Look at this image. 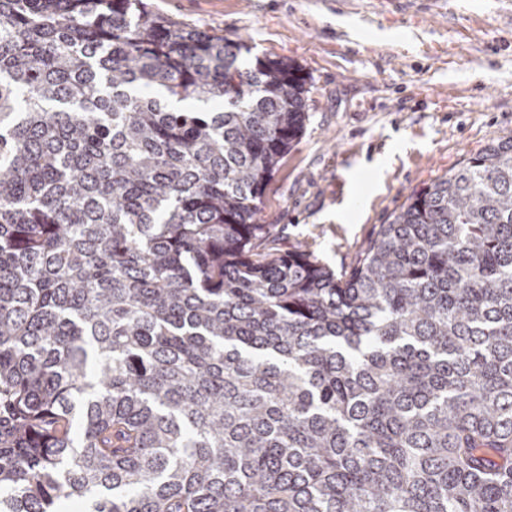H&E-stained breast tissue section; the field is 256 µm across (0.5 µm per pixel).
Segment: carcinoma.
I'll return each mask as SVG.
<instances>
[{
  "mask_svg": "<svg viewBox=\"0 0 512 512\" xmlns=\"http://www.w3.org/2000/svg\"><path fill=\"white\" fill-rule=\"evenodd\" d=\"M246 52L0 0V512H512V139L260 253L308 88Z\"/></svg>",
  "mask_w": 512,
  "mask_h": 512,
  "instance_id": "carcinoma-1",
  "label": "carcinoma"
}]
</instances>
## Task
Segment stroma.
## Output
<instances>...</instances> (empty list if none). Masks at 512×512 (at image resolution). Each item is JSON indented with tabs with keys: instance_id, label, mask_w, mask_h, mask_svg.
I'll return each mask as SVG.
<instances>
[{
	"instance_id": "35a3bbf8",
	"label": "stroma",
	"mask_w": 512,
	"mask_h": 512,
	"mask_svg": "<svg viewBox=\"0 0 512 512\" xmlns=\"http://www.w3.org/2000/svg\"><path fill=\"white\" fill-rule=\"evenodd\" d=\"M309 77L308 120L268 183V247L348 270L407 196L512 138V0H143Z\"/></svg>"
}]
</instances>
